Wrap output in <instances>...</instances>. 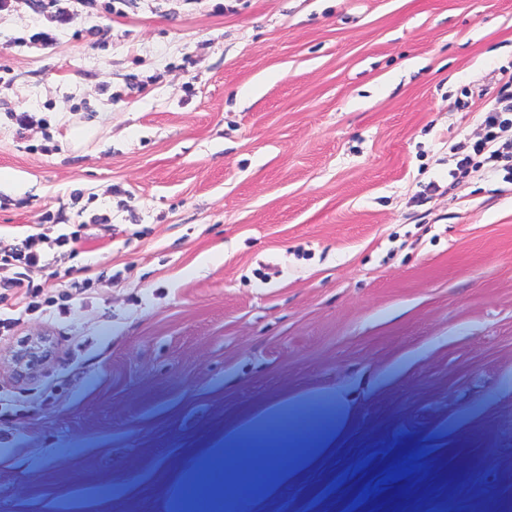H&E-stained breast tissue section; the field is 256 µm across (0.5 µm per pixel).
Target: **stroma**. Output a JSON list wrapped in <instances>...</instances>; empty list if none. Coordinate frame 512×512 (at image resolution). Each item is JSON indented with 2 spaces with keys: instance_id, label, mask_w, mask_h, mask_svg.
I'll return each mask as SVG.
<instances>
[{
  "instance_id": "stroma-1",
  "label": "stroma",
  "mask_w": 512,
  "mask_h": 512,
  "mask_svg": "<svg viewBox=\"0 0 512 512\" xmlns=\"http://www.w3.org/2000/svg\"><path fill=\"white\" fill-rule=\"evenodd\" d=\"M53 13L0 11V247L112 224L38 278L88 266L93 294L16 328L55 361L22 382L0 356V512H166L191 450L317 394L346 404L337 448L263 512H512V184L448 175L512 0Z\"/></svg>"
}]
</instances>
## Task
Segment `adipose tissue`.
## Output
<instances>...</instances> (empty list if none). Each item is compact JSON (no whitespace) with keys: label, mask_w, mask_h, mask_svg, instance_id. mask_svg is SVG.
<instances>
[{"label":"adipose tissue","mask_w":512,"mask_h":512,"mask_svg":"<svg viewBox=\"0 0 512 512\" xmlns=\"http://www.w3.org/2000/svg\"><path fill=\"white\" fill-rule=\"evenodd\" d=\"M345 412L323 397L275 401L225 431L223 442L192 455L168 495L170 512H258L334 451Z\"/></svg>","instance_id":"adipose-tissue-1"}]
</instances>
